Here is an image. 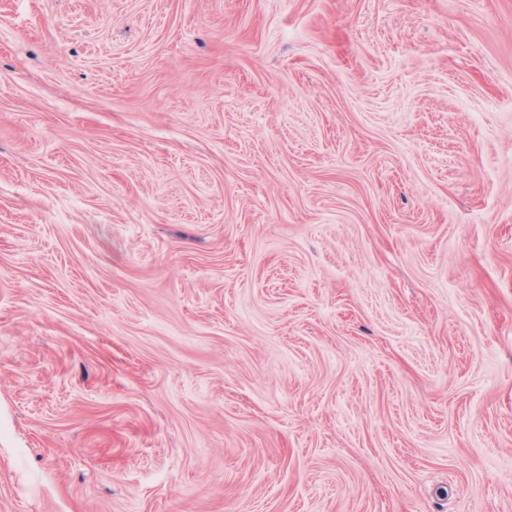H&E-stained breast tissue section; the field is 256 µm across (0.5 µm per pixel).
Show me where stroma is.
<instances>
[{"label":"stroma","mask_w":512,"mask_h":512,"mask_svg":"<svg viewBox=\"0 0 512 512\" xmlns=\"http://www.w3.org/2000/svg\"><path fill=\"white\" fill-rule=\"evenodd\" d=\"M0 512H512V0H0Z\"/></svg>","instance_id":"1"}]
</instances>
